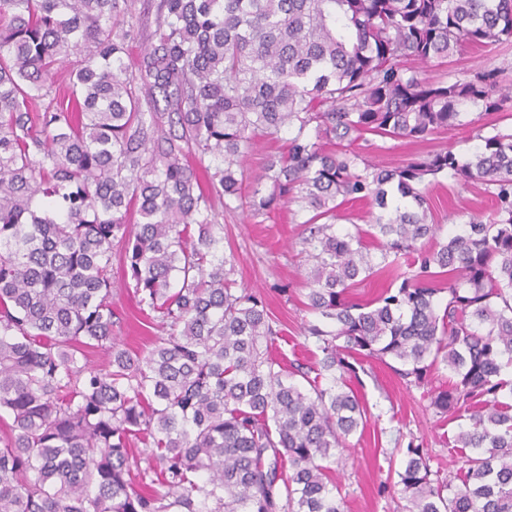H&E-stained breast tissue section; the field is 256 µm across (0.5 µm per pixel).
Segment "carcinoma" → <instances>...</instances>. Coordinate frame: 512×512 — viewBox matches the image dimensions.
<instances>
[{
    "mask_svg": "<svg viewBox=\"0 0 512 512\" xmlns=\"http://www.w3.org/2000/svg\"><path fill=\"white\" fill-rule=\"evenodd\" d=\"M122 3L0 0V512H344L332 465L367 426L349 357L419 385L441 365L453 381L430 406L469 413L463 477L407 449L402 512H512V131L465 162L448 149L386 169L351 148L424 141L468 103L499 111L494 74L431 81L410 64L511 40L512 0H159L131 66ZM52 95L67 102L34 111ZM283 133L243 187L256 139ZM442 172L485 186L496 221L438 242L422 183ZM215 197L308 214L307 307L332 325L307 327L315 378L273 354ZM354 203L375 223L336 232ZM116 252L165 331L143 354L112 336ZM375 275L386 287L352 300ZM98 350L109 369L88 365ZM137 443L154 466L134 473Z\"/></svg>",
    "mask_w": 512,
    "mask_h": 512,
    "instance_id": "cac0c4a2",
    "label": "carcinoma"
}]
</instances>
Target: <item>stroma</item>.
<instances>
[{
    "instance_id": "35a3bbf8",
    "label": "stroma",
    "mask_w": 512,
    "mask_h": 512,
    "mask_svg": "<svg viewBox=\"0 0 512 512\" xmlns=\"http://www.w3.org/2000/svg\"><path fill=\"white\" fill-rule=\"evenodd\" d=\"M473 70L495 73L498 87L507 97L504 109L512 112V41L486 53L466 46L447 64L432 62L417 68L419 77L451 82L466 78ZM498 119V114H483L481 106L471 104L465 107L460 126L426 141L381 139L371 147L360 139L354 148L366 159L388 168L446 148L464 161L484 137L492 135ZM425 183L432 218L443 232H451L453 224L466 223L474 216L492 222L495 206L482 188L444 173L426 177ZM304 218V213L291 204L257 218L245 211L228 212L220 221L224 250L235 257L239 284L265 301L281 330L275 355L288 365L312 366L321 353L306 328L320 323L321 318L306 306L308 285L301 255ZM112 307L121 318L115 336L130 350L148 351L161 331L144 320L131 289L116 284ZM450 378L445 369H434L424 385L416 386L379 360L357 362L353 385L367 407L368 423L363 434L349 437L341 451L343 463L335 472L346 512H399L400 501L387 488L402 470L408 446L423 449L432 470L441 476L456 473L462 451L453 447L452 440L461 420L450 413H437L430 406L433 390L446 386Z\"/></svg>"
}]
</instances>
